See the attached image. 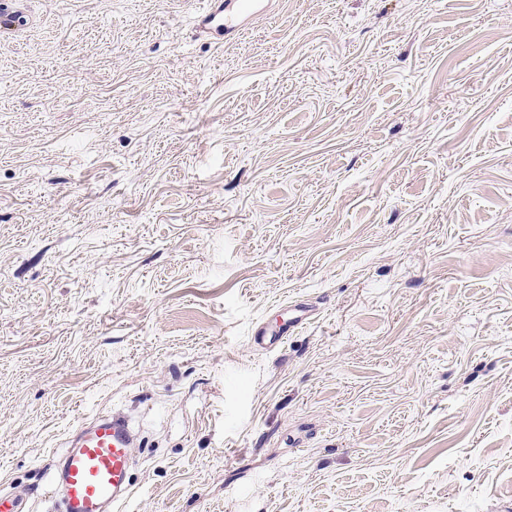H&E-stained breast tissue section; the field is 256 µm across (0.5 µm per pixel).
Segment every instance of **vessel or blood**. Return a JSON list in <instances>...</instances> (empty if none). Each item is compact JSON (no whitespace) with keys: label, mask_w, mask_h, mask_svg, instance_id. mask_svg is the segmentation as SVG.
Returning a JSON list of instances; mask_svg holds the SVG:
<instances>
[{"label":"vessel or blood","mask_w":512,"mask_h":512,"mask_svg":"<svg viewBox=\"0 0 512 512\" xmlns=\"http://www.w3.org/2000/svg\"><path fill=\"white\" fill-rule=\"evenodd\" d=\"M268 0H195L193 28L203 39L224 40L242 34L246 20L262 11ZM304 302L288 307L287 318L276 327L256 329L255 347L282 346L312 317ZM138 433L128 418L115 413L81 419L52 475L58 496L56 512H117L132 494V449Z\"/></svg>","instance_id":"vessel-or-blood-1"}]
</instances>
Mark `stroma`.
<instances>
[{
    "label": "stroma",
    "instance_id": "obj_1",
    "mask_svg": "<svg viewBox=\"0 0 512 512\" xmlns=\"http://www.w3.org/2000/svg\"><path fill=\"white\" fill-rule=\"evenodd\" d=\"M0 40V491L80 417L125 512H512V0H36ZM315 313L250 341L288 303ZM268 0H195L196 8L192 15L193 28L198 37L219 40L242 34L246 20L262 11ZM313 311L310 304L294 301L288 305V317L283 318L275 328L261 327L252 333V344L255 347L268 350L282 346L290 336L311 319Z\"/></svg>",
    "mask_w": 512,
    "mask_h": 512
}]
</instances>
